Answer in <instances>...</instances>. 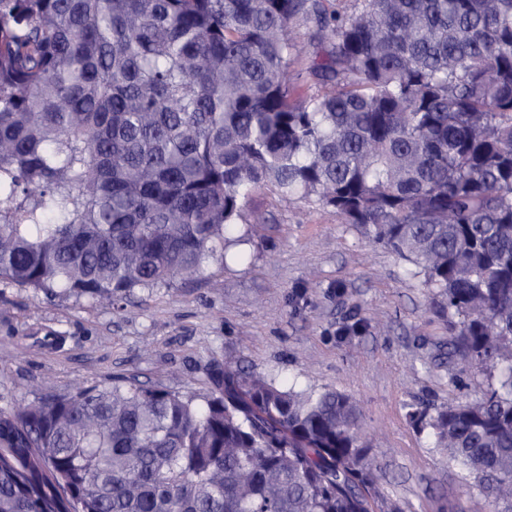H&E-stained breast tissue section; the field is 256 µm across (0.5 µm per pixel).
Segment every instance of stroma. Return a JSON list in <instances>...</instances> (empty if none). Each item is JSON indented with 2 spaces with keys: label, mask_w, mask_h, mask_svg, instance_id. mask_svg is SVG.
<instances>
[{
  "label": "stroma",
  "mask_w": 512,
  "mask_h": 512,
  "mask_svg": "<svg viewBox=\"0 0 512 512\" xmlns=\"http://www.w3.org/2000/svg\"><path fill=\"white\" fill-rule=\"evenodd\" d=\"M246 212L261 219L246 260L211 261L120 308L0 283V407L115 377L200 393L211 364L228 358L356 401L376 465L372 493L400 512H501L406 418L409 403L471 399L491 381L474 367L449 383L448 319L406 262L332 210L285 204L269 188L252 194ZM357 321L364 332L339 335ZM42 327L66 335L63 350L35 344Z\"/></svg>",
  "instance_id": "obj_1"
}]
</instances>
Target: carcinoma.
<instances>
[{"mask_svg":"<svg viewBox=\"0 0 512 512\" xmlns=\"http://www.w3.org/2000/svg\"><path fill=\"white\" fill-rule=\"evenodd\" d=\"M265 186L461 317L448 355L496 382L407 416L512 504V0H0L1 283L169 288ZM374 480L354 400L228 361L0 410V512H373Z\"/></svg>","mask_w":512,"mask_h":512,"instance_id":"cac0c4a2","label":"carcinoma"}]
</instances>
